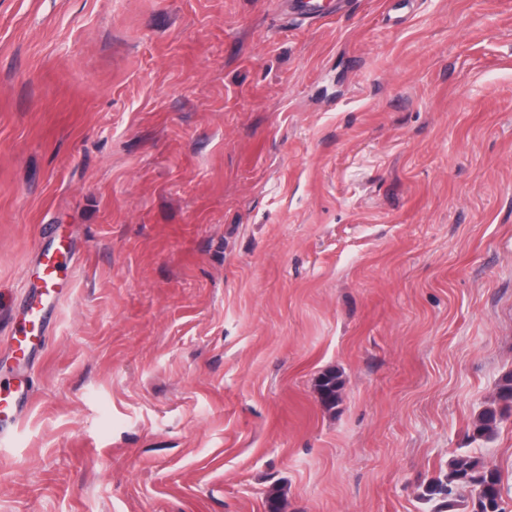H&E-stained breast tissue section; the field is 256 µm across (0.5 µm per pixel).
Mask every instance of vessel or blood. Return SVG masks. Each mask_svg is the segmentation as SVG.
<instances>
[{"instance_id": "b4317fda", "label": "vessel or blood", "mask_w": 512, "mask_h": 512, "mask_svg": "<svg viewBox=\"0 0 512 512\" xmlns=\"http://www.w3.org/2000/svg\"><path fill=\"white\" fill-rule=\"evenodd\" d=\"M289 15L318 19L323 9L316 0H280ZM75 243L61 225L47 224L32 269L24 276L21 299L22 324L13 351L27 358L41 350L61 295L72 277ZM31 405V393L22 383L0 384V441L8 438Z\"/></svg>"}]
</instances>
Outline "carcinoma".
<instances>
[{"instance_id":"1","label":"carcinoma","mask_w":512,"mask_h":512,"mask_svg":"<svg viewBox=\"0 0 512 512\" xmlns=\"http://www.w3.org/2000/svg\"><path fill=\"white\" fill-rule=\"evenodd\" d=\"M341 382L336 374H324L318 383L321 401L329 406L336 404ZM498 407L485 409L477 418L473 437L493 434L506 413L512 410V372L504 375L497 387ZM500 473L490 469L476 457L458 455L448 463V472L434 478L426 486L423 496L429 500L444 498L441 507L453 509L458 490L468 488L474 492L473 512H504L501 501Z\"/></svg>"}]
</instances>
